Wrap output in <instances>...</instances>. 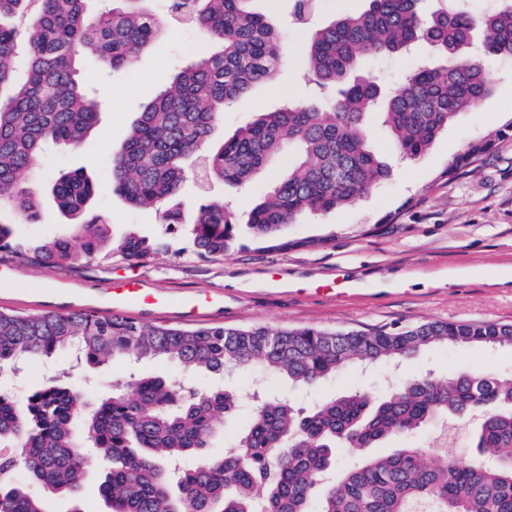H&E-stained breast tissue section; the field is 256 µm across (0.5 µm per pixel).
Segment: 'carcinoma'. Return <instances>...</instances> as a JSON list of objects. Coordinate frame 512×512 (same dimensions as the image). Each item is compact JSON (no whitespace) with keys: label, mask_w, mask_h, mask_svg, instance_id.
I'll use <instances>...</instances> for the list:
<instances>
[{"label":"carcinoma","mask_w":512,"mask_h":512,"mask_svg":"<svg viewBox=\"0 0 512 512\" xmlns=\"http://www.w3.org/2000/svg\"><path fill=\"white\" fill-rule=\"evenodd\" d=\"M86 0H0V189L28 173L50 145L81 147L98 123L100 104L78 79L77 48L116 70L129 66L164 33L168 22L153 0H110L94 18ZM254 0H174L169 16L185 13L215 45L209 56L179 70L140 114L112 154L110 186L132 206L157 208L166 224L182 219L181 189L191 172L233 189L248 187L271 157L291 146L288 169L252 209L254 236L274 247L291 242L284 229L305 211L350 207L382 185L388 165L368 139L367 117L382 115L399 156L417 160L461 112L480 108L497 77L462 53L512 56V0L480 14L468 0L434 11L427 0H367L312 30L301 61L319 91L320 105L290 103L261 113L216 148L206 145L224 108L275 79L284 64L281 30L252 8ZM316 0H294L291 18L308 24ZM26 23L28 68L15 81L12 53ZM443 61L411 72L391 95L374 77L359 75L367 54L392 56L416 43ZM512 133V117L486 128L448 162L440 177L474 166ZM97 191L84 172L53 185L59 209L75 221L74 237L35 242L24 249L42 267L94 260L108 244L107 222L83 220ZM9 207L37 219L33 192ZM233 212L222 202L198 207L192 246L200 256L224 254ZM164 248L129 236L110 253L141 263ZM509 346L512 325L430 321L401 328L352 330L224 326L184 329L143 324L90 312L18 315L0 311V371L75 349L76 364L98 365L122 355L162 359L187 372L246 374L260 370L315 386L359 359L394 369L426 348ZM65 368L25 399L0 394V512H46L38 486L80 500L90 454L108 464L99 494L110 512H512V376L462 372L437 379L388 382L373 397L353 390L297 408L275 395L254 405L219 459L206 448L220 417L241 410L233 392L199 390L177 378L146 377L116 385L89 409L67 386ZM474 403L484 404L474 433L475 459L462 465L444 454L422 464L423 448L378 452ZM355 454L339 481L329 476L334 452ZM201 457L181 471L179 460ZM23 471L28 482L16 479Z\"/></svg>","instance_id":"obj_1"}]
</instances>
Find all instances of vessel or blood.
<instances>
[{
  "instance_id": "b4317fda",
  "label": "vessel or blood",
  "mask_w": 512,
  "mask_h": 512,
  "mask_svg": "<svg viewBox=\"0 0 512 512\" xmlns=\"http://www.w3.org/2000/svg\"><path fill=\"white\" fill-rule=\"evenodd\" d=\"M107 293L108 302L115 310L123 308L156 310L174 306L182 317L187 319L200 316L203 312L210 310L214 304L213 297L208 292L174 302L161 293L145 291L139 280L134 278L111 283Z\"/></svg>"
}]
</instances>
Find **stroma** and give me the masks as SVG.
Wrapping results in <instances>:
<instances>
[{
  "label": "stroma",
  "instance_id": "35a3bbf8",
  "mask_svg": "<svg viewBox=\"0 0 512 512\" xmlns=\"http://www.w3.org/2000/svg\"><path fill=\"white\" fill-rule=\"evenodd\" d=\"M291 6V0H258V9L276 19L285 32L288 63L276 79L258 85L225 110L211 146L220 145L258 113L314 99L316 90L300 62L309 29L291 24ZM213 49L203 33L182 28L144 51L131 67L112 70L97 60H86L80 78L101 104L98 124L86 147H60L38 160L25 185L38 198L40 219L34 224L19 220L12 226L17 244L72 235L74 228L58 209L51 188L60 175L82 169L100 183L88 214L106 216L113 239L128 234L162 239L168 251L134 265L110 255L40 268L14 251L0 250V262L15 265L11 282L0 284V311L18 315L82 311L101 305L111 280L125 273L135 275L146 290L173 298L203 291L216 296V306L194 319H182L173 307L131 308L125 313L136 322L185 329L224 325L346 332L425 321L512 323V280L499 279L502 272L512 273V137L474 170L449 180L441 176L471 137L504 113H512V57H483V65L500 79L496 95L478 110L462 114L416 162L394 163V146L379 117H372L371 142L378 155L392 164L389 179L355 207L300 217L284 232L290 247L273 249L250 234L245 219L279 179L286 158L272 161L241 191L188 178L183 221L171 227L163 224L156 210L132 208L110 188L111 147L120 145L180 66ZM429 55L428 47L418 46L407 54L367 58L363 70L378 76L389 93ZM218 199L229 202L238 222L224 254L203 258L192 247L195 209ZM392 213L397 221L386 223ZM69 360V353L58 352L24 365L19 372H0V393L24 398ZM429 370L440 376L460 371L509 375L512 349L439 347L400 369L396 378L403 381ZM179 373L178 367L164 361L120 357L75 369L71 379L85 388L93 403L109 394L113 384L131 377ZM383 380L382 369L354 368L311 394L274 375L265 377L264 389L305 409L317 397L332 398L353 389L377 393ZM473 428L472 421H452L393 440L392 445L423 449L422 460L430 465L436 460L430 446L446 431L451 435L446 455L465 464L474 455Z\"/></svg>",
  "mask_w": 512,
  "mask_h": 512
}]
</instances>
